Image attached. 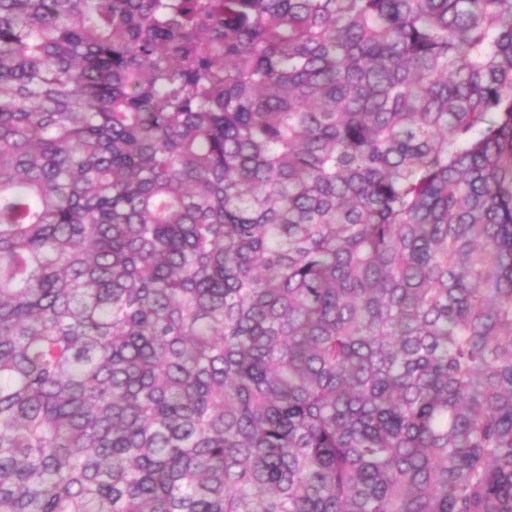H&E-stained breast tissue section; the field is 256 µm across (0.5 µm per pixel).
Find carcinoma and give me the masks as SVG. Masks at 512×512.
<instances>
[{"instance_id": "carcinoma-1", "label": "carcinoma", "mask_w": 512, "mask_h": 512, "mask_svg": "<svg viewBox=\"0 0 512 512\" xmlns=\"http://www.w3.org/2000/svg\"><path fill=\"white\" fill-rule=\"evenodd\" d=\"M0 512H512V0H0Z\"/></svg>"}]
</instances>
